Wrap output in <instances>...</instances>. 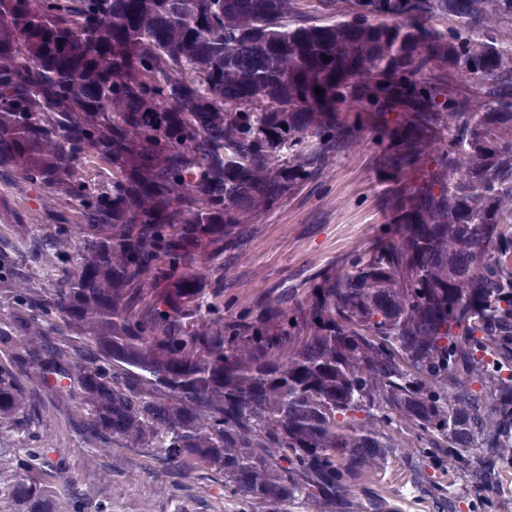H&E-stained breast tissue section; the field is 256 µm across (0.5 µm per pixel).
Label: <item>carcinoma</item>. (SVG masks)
I'll return each instance as SVG.
<instances>
[{"instance_id": "obj_1", "label": "carcinoma", "mask_w": 512, "mask_h": 512, "mask_svg": "<svg viewBox=\"0 0 512 512\" xmlns=\"http://www.w3.org/2000/svg\"><path fill=\"white\" fill-rule=\"evenodd\" d=\"M282 0H145L126 25L127 0H0L9 29L0 53V144L8 174L33 189L62 182L57 225L35 259L59 269L57 287L31 276L0 246V429L38 436L45 413L67 420L86 466L112 482V449L160 463L176 486L188 473L288 512H399L374 474L400 456L405 426L423 462L402 458L433 512H504L490 496L512 456V0H361L356 21L300 36L270 26ZM449 16L433 40L407 47L446 58L475 80L494 68L493 107L477 117L450 102L437 121L455 131L423 234L411 232L316 288L275 330L226 322L210 303L191 335L169 311L148 321L126 310L125 281L146 280L177 224H241L240 198L308 176L310 157L284 156L328 128L306 112L336 102L362 52L388 55L402 21ZM477 14L475 30L464 20ZM328 60H323V57ZM323 90L319 96L315 88ZM130 169L106 195L76 197L87 150ZM85 224L75 244L69 212ZM102 271L93 301L68 304L80 270ZM310 336L285 343L299 323ZM483 432L474 461L467 448ZM16 477L0 492L16 512H55L56 487L73 512H100L68 461L47 448L13 451ZM466 479L449 489L448 477Z\"/></svg>"}]
</instances>
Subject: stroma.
<instances>
[{"label": "stroma", "mask_w": 512, "mask_h": 512, "mask_svg": "<svg viewBox=\"0 0 512 512\" xmlns=\"http://www.w3.org/2000/svg\"><path fill=\"white\" fill-rule=\"evenodd\" d=\"M310 0H288L279 10L276 26L294 32L333 23L334 13L325 7L310 8ZM448 62L423 63L416 68L415 88L399 81L384 83L377 70L350 78L358 97H373L364 111L334 110L313 114L312 125L333 120L332 143L320 139L300 144L314 161L310 177L269 197L245 198L241 209L248 223L206 225L203 233L187 243L172 273L150 282H131L126 304L134 315L146 314L158 302H166L180 329L191 328L188 315L199 302V289L212 288L209 280L199 289L187 286L190 269L205 264L232 269L225 280L224 313L240 318L266 315L268 325L277 313L305 301L313 288L344 278L354 264L368 259L387 245L391 235L404 233L424 196L439 194L436 174L452 134L437 124L443 103L454 100L486 103V82H462L449 92L443 79L451 74ZM0 195V209L12 223L0 226V237L24 239L25 211L33 206L27 183L9 181ZM340 195L345 207L330 208L328 198ZM7 448H53L68 455L79 484L103 503L105 512H260L259 503L225 494L222 486L187 476L177 492L151 476L144 460L126 461L115 452L116 468L110 485L98 486L84 467L86 451L70 434L63 418L48 414L46 428L30 439L0 436Z\"/></svg>", "instance_id": "stroma-1"}]
</instances>
